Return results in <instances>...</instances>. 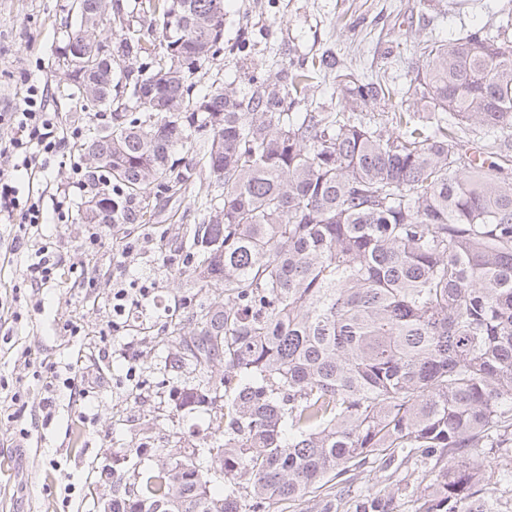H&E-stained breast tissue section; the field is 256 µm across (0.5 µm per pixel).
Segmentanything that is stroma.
<instances>
[{
  "label": "stroma",
  "mask_w": 512,
  "mask_h": 512,
  "mask_svg": "<svg viewBox=\"0 0 512 512\" xmlns=\"http://www.w3.org/2000/svg\"><path fill=\"white\" fill-rule=\"evenodd\" d=\"M506 2L467 0L455 9L448 0H224V42L236 52L214 55L208 77L242 95L281 86L289 61L310 64L329 55L358 74L385 72L396 94L380 103V110L405 109L409 81L424 65L418 43L457 39L491 26ZM119 3L121 18L103 19L98 33L112 41L114 71L137 70L146 60L124 53L126 38L146 44L159 38L149 25L148 0ZM69 4L0 0V144H9V117L23 109L33 85L45 89L47 110L62 127L84 132L98 123L96 107L78 99L55 62ZM304 106L363 110L344 96L330 72L311 79ZM83 159L77 146L62 142L42 178L44 229L62 260L59 285L43 291V311L33 310L32 291L23 286L19 267L0 269V297L16 315L8 323L0 320V401L17 393L26 405L16 420L0 410V512H97L101 499L112 494L114 475L129 481L179 449L205 447L224 410L220 397L192 410L180 407V391L193 387L198 373L193 365L178 364L168 329L213 296L195 283L189 267L171 260L175 247L189 241L187 227L202 219L194 194L151 193L150 223L111 226L92 246L78 212L94 192L72 186V164ZM60 199L66 205L59 215L53 203ZM125 238L141 243L127 280L152 282L155 297L103 347L97 336L112 323L116 260ZM87 276L94 287H84ZM71 323L79 326L78 335L68 331ZM45 358L64 364L80 360L88 392L83 399L60 398L49 421L38 410L44 392L34 376ZM427 469L414 458L385 470L366 466L357 470L347 494L327 484L296 501H273L266 512H322L332 498L337 512H356L364 494L390 491L397 494L394 512H417V489Z\"/></svg>",
  "instance_id": "1"
}]
</instances>
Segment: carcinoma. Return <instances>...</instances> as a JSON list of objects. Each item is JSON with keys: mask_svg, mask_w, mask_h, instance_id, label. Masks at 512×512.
<instances>
[{"mask_svg": "<svg viewBox=\"0 0 512 512\" xmlns=\"http://www.w3.org/2000/svg\"><path fill=\"white\" fill-rule=\"evenodd\" d=\"M82 2L63 45L88 51L63 69L89 102L110 109L126 95L83 143L85 170L112 193L82 223H144L130 202L199 184L192 275L227 297L193 312L190 333L170 331L196 366L223 368L180 397L193 409L224 392L214 440L137 483L117 478L123 512H243V488L263 512L416 453L436 459L418 512H486L499 467L455 460L512 447V182L494 161L512 148V8L493 34L417 46L413 104L441 114L420 125L414 112H292L309 78L292 64L281 89L195 96L224 44L214 0H154L164 52L115 80L95 46L116 4ZM318 70L366 106L392 94L331 56ZM460 125L501 138L463 165ZM176 149L204 151L208 182L176 168ZM214 467L229 480L222 495ZM393 499L368 494L359 512H392Z\"/></svg>", "mask_w": 512, "mask_h": 512, "instance_id": "obj_1", "label": "carcinoma"}]
</instances>
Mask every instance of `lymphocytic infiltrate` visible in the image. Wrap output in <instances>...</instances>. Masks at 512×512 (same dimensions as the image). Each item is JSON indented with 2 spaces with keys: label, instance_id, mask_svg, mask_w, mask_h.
<instances>
[{
  "label": "lymphocytic infiltrate",
  "instance_id": "lymphocytic-infiltrate-1",
  "mask_svg": "<svg viewBox=\"0 0 512 512\" xmlns=\"http://www.w3.org/2000/svg\"><path fill=\"white\" fill-rule=\"evenodd\" d=\"M24 103V109L14 114L13 121L18 137L28 139L32 149L20 157L8 158L7 169L0 171V221L9 222L14 215H21L8 253L22 255L23 280L36 293L55 282L59 262L51 241L42 232L46 221L43 208L36 201L21 206L15 175L23 171L33 177L48 169L62 139L57 123L45 110V98L37 86H30Z\"/></svg>",
  "mask_w": 512,
  "mask_h": 512
}]
</instances>
